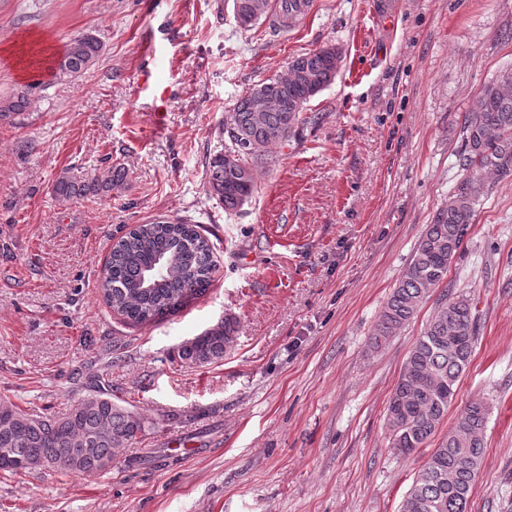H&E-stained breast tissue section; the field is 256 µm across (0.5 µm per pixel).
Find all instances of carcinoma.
Masks as SVG:
<instances>
[{
	"label": "carcinoma",
	"mask_w": 512,
	"mask_h": 512,
	"mask_svg": "<svg viewBox=\"0 0 512 512\" xmlns=\"http://www.w3.org/2000/svg\"><path fill=\"white\" fill-rule=\"evenodd\" d=\"M103 50L96 36L73 37L57 59L58 74L77 76L89 70ZM299 68L315 75L330 69L319 49L296 57ZM259 86L282 99L275 112L252 111V90L232 108L233 124L222 133L228 144L206 162L211 194L235 211L251 198L255 167L279 160L295 128L315 124L318 115L295 110L319 91L302 78L266 79ZM24 89L0 97V120L29 108ZM465 151L460 159L464 176L438 207L431 224L405 266L372 332L375 345L397 335L441 284L443 295L434 314L416 339L386 407L391 447L410 454L426 448L448 415L459 379L468 367L476 340L472 299L453 292L447 282L450 262L463 246L484 177H512V95L499 84L486 85L478 105L462 123ZM124 168L117 165L88 175L69 169L52 186L61 203L90 193L109 194L122 185ZM216 271L214 245L194 224L156 221L141 224L112 246L100 288L107 305L131 325H146L175 315L203 296ZM238 335V324L226 318L212 332L183 343L180 356L196 365L224 359ZM488 410L474 400L457 417L433 449L406 492L399 512H467L483 461ZM146 418L112 401L99 390L62 416L29 414L0 400V471L27 472L52 468L68 475L99 474L112 469L116 450L140 442Z\"/></svg>",
	"instance_id": "cac0c4a2"
}]
</instances>
